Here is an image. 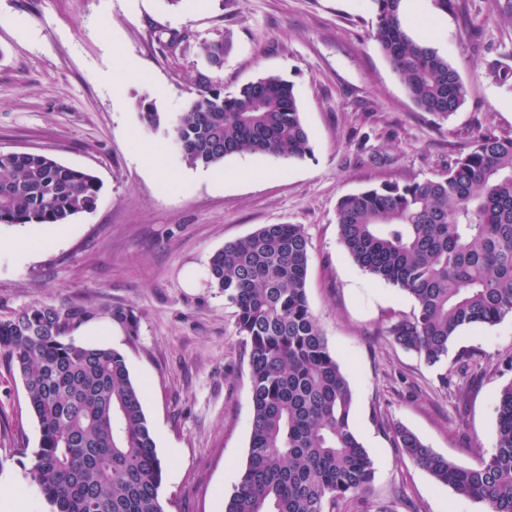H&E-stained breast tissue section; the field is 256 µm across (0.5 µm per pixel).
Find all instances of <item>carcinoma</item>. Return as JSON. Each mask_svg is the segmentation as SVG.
<instances>
[{"label":"carcinoma","instance_id":"obj_1","mask_svg":"<svg viewBox=\"0 0 512 512\" xmlns=\"http://www.w3.org/2000/svg\"><path fill=\"white\" fill-rule=\"evenodd\" d=\"M374 38L422 111L446 119L468 91L438 50L412 37L401 0H372ZM227 43L200 45L211 71ZM488 76L512 92V66ZM201 90L173 129L192 164L237 154L301 160L311 146L293 85L262 76L233 94L199 75ZM97 178L42 153H0V224H65L96 208ZM341 243L415 310L389 330L436 365L468 328L512 317V135L481 134L437 177L385 182L338 202ZM308 237L299 224H264L209 261L210 284L235 308L248 351L253 422L247 462L224 512H336L362 497L374 471L352 427V393L310 310ZM92 312L37 302L0 317V356L22 380L39 429L30 469L52 512H165L163 464L125 358L66 338ZM497 444L477 468L460 466L399 427L397 446L440 484L512 512V381L499 395Z\"/></svg>","mask_w":512,"mask_h":512}]
</instances>
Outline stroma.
Returning <instances> with one entry per match:
<instances>
[{"label": "stroma", "mask_w": 512, "mask_h": 512, "mask_svg": "<svg viewBox=\"0 0 512 512\" xmlns=\"http://www.w3.org/2000/svg\"><path fill=\"white\" fill-rule=\"evenodd\" d=\"M408 31L447 56L468 89L447 120L420 111L373 37L372 0H0V152L33 151L95 175L96 209L54 224H0V316L35 302L90 310L80 344L121 353L144 390L163 464L165 512H224L246 465L252 423L248 355L233 307L206 276L210 256L265 224L301 225L307 297L353 396L354 432L372 461L362 501L341 512H484L440 484L394 442L413 431L435 452L477 467L496 445V406L512 381V318L463 330L447 363L430 365L389 334L413 299L372 279L339 240L336 206L384 182L445 173L481 133L512 134V93L485 63L512 57V0H416ZM190 35L185 50L164 43ZM227 39L215 78L236 92L260 76L294 86L312 152L189 163L173 120L207 66L199 46ZM154 102L159 126L140 104ZM158 151L151 166L139 148ZM201 279L187 285L190 271ZM128 310L135 332L112 321ZM40 432L23 384L0 359V484L51 507L30 475Z\"/></svg>", "instance_id": "35a3bbf8"}]
</instances>
